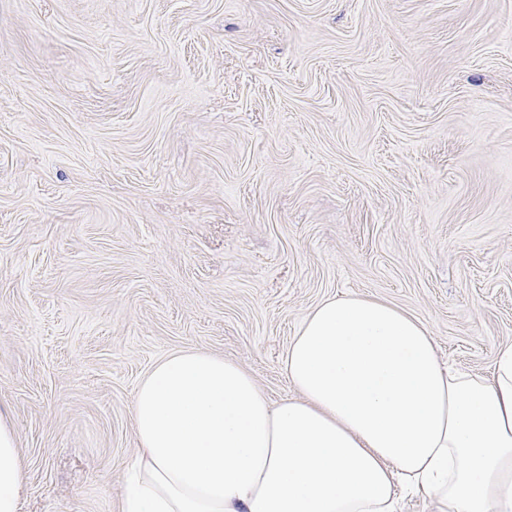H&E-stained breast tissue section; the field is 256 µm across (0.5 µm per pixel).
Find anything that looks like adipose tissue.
Instances as JSON below:
<instances>
[{
  "label": "adipose tissue",
  "mask_w": 512,
  "mask_h": 512,
  "mask_svg": "<svg viewBox=\"0 0 512 512\" xmlns=\"http://www.w3.org/2000/svg\"><path fill=\"white\" fill-rule=\"evenodd\" d=\"M271 399L223 356L185 348L140 380L120 512H394L397 484L435 512H512V344L489 375L443 364L423 323L363 295L328 298L281 361ZM26 460L0 412V512Z\"/></svg>",
  "instance_id": "ef3b65f1"
}]
</instances>
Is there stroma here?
<instances>
[{
    "label": "stroma",
    "mask_w": 512,
    "mask_h": 512,
    "mask_svg": "<svg viewBox=\"0 0 512 512\" xmlns=\"http://www.w3.org/2000/svg\"><path fill=\"white\" fill-rule=\"evenodd\" d=\"M358 294L512 343V0H0V408L22 512H119L130 404L205 349L294 395Z\"/></svg>",
    "instance_id": "35a3bbf8"
}]
</instances>
